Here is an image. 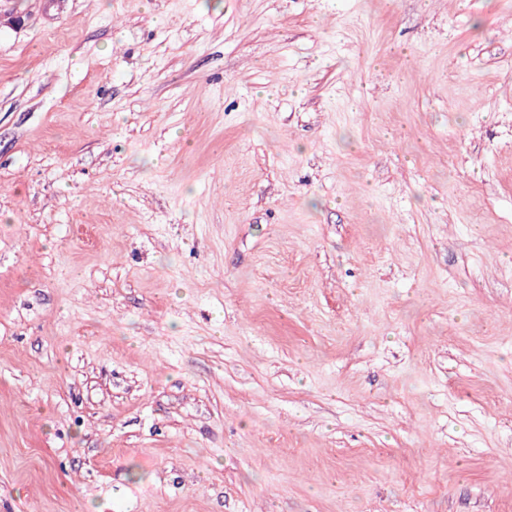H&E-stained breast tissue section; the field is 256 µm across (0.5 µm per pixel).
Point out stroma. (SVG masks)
<instances>
[{
    "label": "stroma",
    "mask_w": 512,
    "mask_h": 512,
    "mask_svg": "<svg viewBox=\"0 0 512 512\" xmlns=\"http://www.w3.org/2000/svg\"><path fill=\"white\" fill-rule=\"evenodd\" d=\"M0 512H512V0H0Z\"/></svg>",
    "instance_id": "obj_1"
}]
</instances>
